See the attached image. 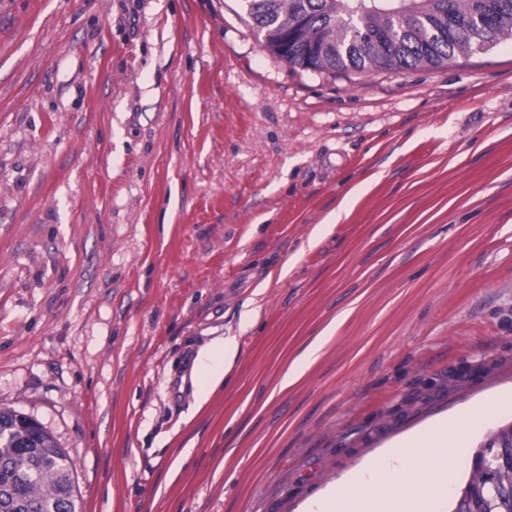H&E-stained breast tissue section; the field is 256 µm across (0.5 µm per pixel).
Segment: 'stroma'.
Returning a JSON list of instances; mask_svg holds the SVG:
<instances>
[{
  "label": "stroma",
  "instance_id": "obj_1",
  "mask_svg": "<svg viewBox=\"0 0 512 512\" xmlns=\"http://www.w3.org/2000/svg\"><path fill=\"white\" fill-rule=\"evenodd\" d=\"M0 408L80 512H298L444 420L451 512L512 422V37L318 72L238 0H0ZM236 349L237 342L235 337L226 339L223 337L222 339L219 338L213 342L208 350L200 353L198 358L199 366L206 370L209 369L210 363L214 356L223 358V369L212 370L209 374V382L214 388L222 383V380H224V375L230 370Z\"/></svg>",
  "mask_w": 512,
  "mask_h": 512
}]
</instances>
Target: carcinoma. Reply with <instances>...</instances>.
Wrapping results in <instances>:
<instances>
[{"label": "carcinoma", "instance_id": "obj_1", "mask_svg": "<svg viewBox=\"0 0 512 512\" xmlns=\"http://www.w3.org/2000/svg\"><path fill=\"white\" fill-rule=\"evenodd\" d=\"M280 58L316 71L436 67L512 34V0H239ZM71 461L31 417L0 410V512H78ZM452 512H512V424L474 453Z\"/></svg>", "mask_w": 512, "mask_h": 512}]
</instances>
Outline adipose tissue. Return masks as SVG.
Masks as SVG:
<instances>
[{
    "label": "adipose tissue",
    "instance_id": "ef3b65f1",
    "mask_svg": "<svg viewBox=\"0 0 512 512\" xmlns=\"http://www.w3.org/2000/svg\"><path fill=\"white\" fill-rule=\"evenodd\" d=\"M447 423L411 432L308 505L306 512H433L448 492Z\"/></svg>",
    "mask_w": 512,
    "mask_h": 512
}]
</instances>
